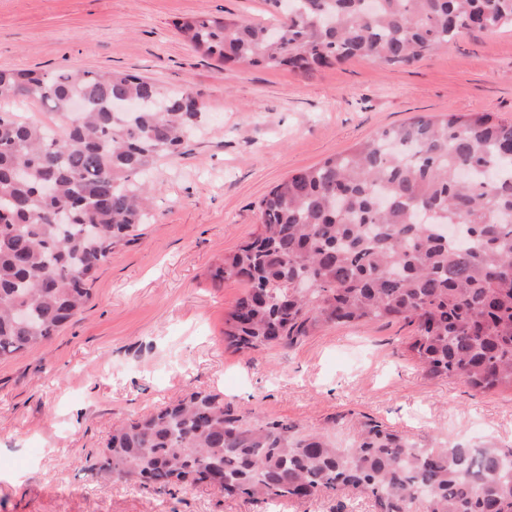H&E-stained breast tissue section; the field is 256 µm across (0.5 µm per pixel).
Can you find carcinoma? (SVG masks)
Instances as JSON below:
<instances>
[{"instance_id": "cac0c4a2", "label": "carcinoma", "mask_w": 512, "mask_h": 512, "mask_svg": "<svg viewBox=\"0 0 512 512\" xmlns=\"http://www.w3.org/2000/svg\"><path fill=\"white\" fill-rule=\"evenodd\" d=\"M272 21L175 22L222 63L309 73L361 58L411 65L465 31L512 28V0H267ZM125 71L0 70V103L30 101L54 126L0 110V360L45 344L90 298L112 249L137 236L156 158L204 111ZM122 99L141 102L115 112ZM85 106L70 116L75 102ZM262 231L216 271L244 283L224 319L239 352L290 348L328 324L404 322L406 351L433 379L512 389V122L421 116L297 171L258 203ZM158 493L198 482L229 496L292 500L352 487L378 512H512V448H419L369 418L339 448L326 433L193 392L123 424L98 461Z\"/></svg>"}]
</instances>
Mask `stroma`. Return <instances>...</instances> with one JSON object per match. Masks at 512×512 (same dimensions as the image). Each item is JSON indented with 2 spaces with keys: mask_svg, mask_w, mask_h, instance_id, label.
I'll use <instances>...</instances> for the list:
<instances>
[{
  "mask_svg": "<svg viewBox=\"0 0 512 512\" xmlns=\"http://www.w3.org/2000/svg\"><path fill=\"white\" fill-rule=\"evenodd\" d=\"M265 0H0V69L137 73L185 86L207 108L181 154L156 161L153 218L118 245L84 310L47 344L0 360V512H373L349 491L291 502L174 494L112 479L96 462L122 424L195 391L300 429L335 424L350 446L372 418L418 445L512 446V391L476 393L408 358L401 322L328 325L297 345L229 349L224 318L244 290L214 271L261 229L259 200L298 169L422 115L512 122V30L463 35L406 67L354 60L310 74L227 66L194 52L176 21H265Z\"/></svg>",
  "mask_w": 512,
  "mask_h": 512,
  "instance_id": "35a3bbf8",
  "label": "stroma"
}]
</instances>
